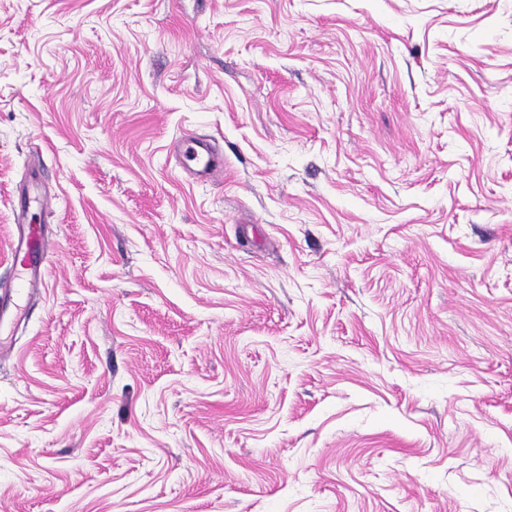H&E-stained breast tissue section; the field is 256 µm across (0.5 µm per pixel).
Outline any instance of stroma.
I'll return each instance as SVG.
<instances>
[{
	"mask_svg": "<svg viewBox=\"0 0 512 512\" xmlns=\"http://www.w3.org/2000/svg\"><path fill=\"white\" fill-rule=\"evenodd\" d=\"M0 512H512V0H0ZM215 146L203 143L197 136L188 134L178 143V153L183 165L200 183L208 182L215 172L213 151ZM53 247L47 229L42 225L29 224L26 236L12 245L9 261L18 267L16 292L33 294L38 286L37 273L47 251Z\"/></svg>",
	"mask_w": 512,
	"mask_h": 512,
	"instance_id": "35a3bbf8",
	"label": "stroma"
}]
</instances>
